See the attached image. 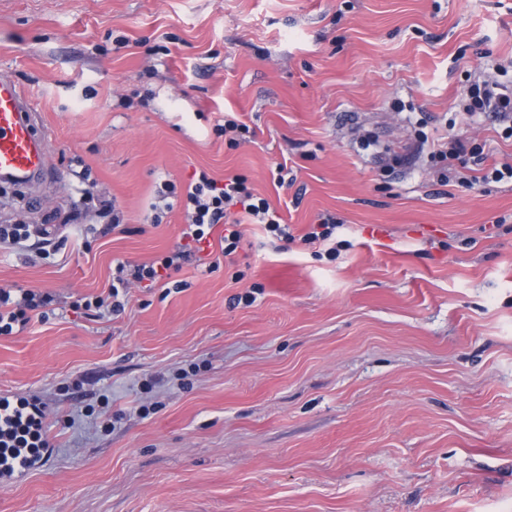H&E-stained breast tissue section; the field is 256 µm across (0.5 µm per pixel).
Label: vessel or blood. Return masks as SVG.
I'll list each match as a JSON object with an SVG mask.
<instances>
[{"label":"vessel or blood","instance_id":"vessel-or-blood-1","mask_svg":"<svg viewBox=\"0 0 512 512\" xmlns=\"http://www.w3.org/2000/svg\"><path fill=\"white\" fill-rule=\"evenodd\" d=\"M31 103L11 75H0V181L34 192L47 168Z\"/></svg>","mask_w":512,"mask_h":512}]
</instances>
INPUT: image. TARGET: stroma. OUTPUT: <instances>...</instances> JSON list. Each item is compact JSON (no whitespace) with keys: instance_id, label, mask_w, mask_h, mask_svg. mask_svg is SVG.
<instances>
[{"instance_id":"35a3bbf8","label":"stroma","mask_w":512,"mask_h":512,"mask_svg":"<svg viewBox=\"0 0 512 512\" xmlns=\"http://www.w3.org/2000/svg\"><path fill=\"white\" fill-rule=\"evenodd\" d=\"M0 70L57 173L36 199L0 191V226L30 233L0 243V287L55 297L0 335V397L45 403L51 443L0 478V512H512V184L438 183L392 109L512 161L459 107L479 75L512 82V0H0ZM228 112L251 141L216 132ZM200 169L246 176L293 241L246 224L232 258L208 247L122 313L74 312L117 262L175 248L157 188ZM74 210L42 254L47 215ZM325 212L332 260L302 240Z\"/></svg>"}]
</instances>
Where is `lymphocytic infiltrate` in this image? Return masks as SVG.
Wrapping results in <instances>:
<instances>
[{"label": "lymphocytic infiltrate", "instance_id": "f902f5d3", "mask_svg": "<svg viewBox=\"0 0 512 512\" xmlns=\"http://www.w3.org/2000/svg\"><path fill=\"white\" fill-rule=\"evenodd\" d=\"M466 114L474 116L491 113L504 128L505 138H512V85L508 86L494 78L476 80L467 95L460 102ZM417 150H428L434 162L441 183H448L456 171V163L461 155H482L484 147L459 133L429 140L426 134H418ZM158 199L164 210L181 208L185 213L186 227L182 232L184 242L170 255L150 262H121L117 265V276L107 296L85 301L84 310L110 307L121 311L119 299L122 291L128 290L131 283L153 282L161 279L163 272L179 270L183 261L188 260L191 249L201 246L210 237L215 227H223L220 238L222 256L234 254L241 245L243 233L241 220L262 225L267 233L279 241L292 238L289 224L270 202L255 194L247 185L246 177L235 174L216 180L206 172L194 173L185 192H178L174 182L165 180L160 184ZM51 295L32 289H19L18 293L0 289V335L12 334L15 327L25 326L28 311L49 304ZM46 413L37 403L20 397L16 401L0 399V473L11 471L12 459L23 455H39L47 448L49 441L44 430Z\"/></svg>", "mask_w": 512, "mask_h": 512}]
</instances>
